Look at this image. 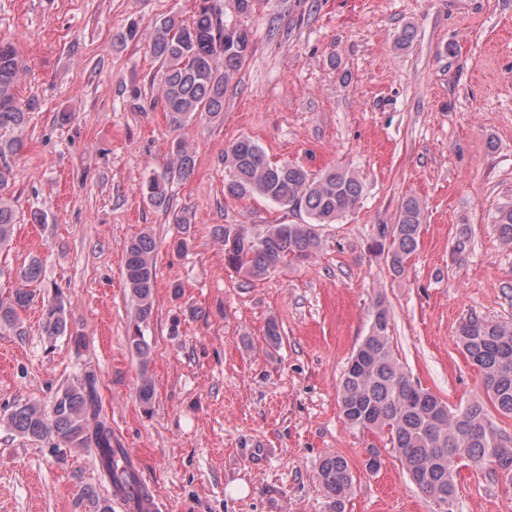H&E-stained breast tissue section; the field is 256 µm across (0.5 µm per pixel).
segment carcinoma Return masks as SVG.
<instances>
[{
  "mask_svg": "<svg viewBox=\"0 0 512 512\" xmlns=\"http://www.w3.org/2000/svg\"><path fill=\"white\" fill-rule=\"evenodd\" d=\"M253 32L246 24L229 22L216 0H200L191 20L168 15L156 21L150 33L149 50L163 70V83L155 104L162 107L170 124L180 128L197 117H217L224 111V91L251 55ZM21 72L17 52L0 45V158L21 152L18 133L25 128L31 102L16 97ZM191 150L180 143L175 161L145 183L148 203L171 212L172 222L186 224L182 212L171 210L168 184L186 180L194 170ZM224 194L233 198L260 197L302 217L300 224H274L256 235L247 225L224 228V266L252 280L309 260L321 248L317 227L335 224L362 201L364 183L355 173L331 167L317 174L290 163L276 164L250 139L233 143L224 152ZM12 169L0 168V249L12 239L15 214L6 194ZM425 208L421 200L403 201L397 222L378 224L374 247L386 253L390 269L405 271L417 251ZM494 225L499 240L512 247V205L500 208ZM157 245L148 233H140L125 247L124 280L135 306L129 344L142 364L137 396L144 410L152 408L155 391L147 371L150 346L143 328L155 309ZM43 264L38 258L16 271L21 287L0 295V329L19 330L22 314L36 298L34 286L42 281ZM44 335L54 339L65 334L77 347L85 336L69 332L62 300L42 302ZM391 314L384 301L374 306L371 327L352 355L338 389L344 421L351 427L378 432L387 437L412 482L440 504L455 502L454 472L464 460L475 469L490 465L512 472V438L490 418L489 408L512 416V322L489 320L469 314L457 329L458 342L469 362L483 376L487 399L477 398L458 410L413 382L394 356L389 335ZM4 423L30 441L55 439L69 448L94 449V462L115 495L140 482L138 470L112 432L103 414L98 379L93 374L56 392L50 408L37 402L17 404ZM319 481L331 500L333 512L342 506L352 484L348 461L339 455L325 457ZM88 512H112V499L101 497L91 487L82 492Z\"/></svg>",
  "mask_w": 512,
  "mask_h": 512,
  "instance_id": "carcinoma-1",
  "label": "carcinoma"
}]
</instances>
